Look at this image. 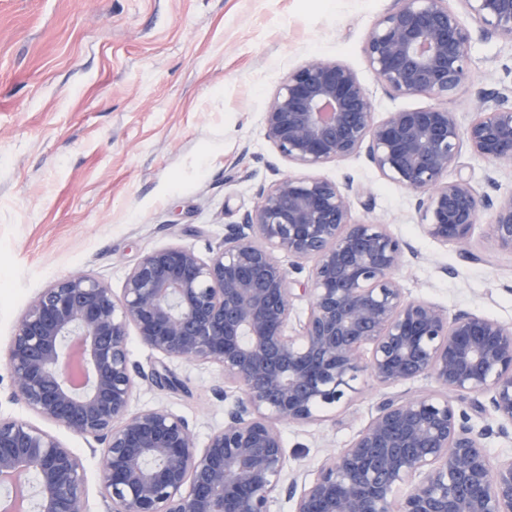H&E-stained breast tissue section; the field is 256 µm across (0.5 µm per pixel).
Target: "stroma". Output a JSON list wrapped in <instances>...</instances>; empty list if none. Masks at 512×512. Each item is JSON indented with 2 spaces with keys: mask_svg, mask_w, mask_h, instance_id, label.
Returning <instances> with one entry per match:
<instances>
[{
  "mask_svg": "<svg viewBox=\"0 0 512 512\" xmlns=\"http://www.w3.org/2000/svg\"><path fill=\"white\" fill-rule=\"evenodd\" d=\"M393 0H0V417L38 423L81 458L86 512H107L98 458L88 443L37 419L10 396L3 358L31 302L56 281L87 274L120 293L154 248L177 244L208 256L227 225L253 208L260 187L293 167L264 137L262 114L289 70L313 56L351 67L370 93L375 119L430 106L393 97L369 69L365 39ZM512 64V43L475 40L468 79L448 101L461 124L479 91ZM480 190L512 192V165L462 155ZM317 176L372 200L358 218L383 222L413 249L395 272L406 297L512 325V255L482 210L470 249L429 238L411 194L360 153ZM130 359L160 364L179 388L138 381L131 408L165 407L198 443L223 427L218 365L163 362L128 340ZM354 401L306 425H282L288 471L313 476L346 447L390 388L361 377Z\"/></svg>",
  "mask_w": 512,
  "mask_h": 512,
  "instance_id": "35a3bbf8",
  "label": "stroma"
}]
</instances>
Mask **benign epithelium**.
Listing matches in <instances>:
<instances>
[{
  "mask_svg": "<svg viewBox=\"0 0 512 512\" xmlns=\"http://www.w3.org/2000/svg\"><path fill=\"white\" fill-rule=\"evenodd\" d=\"M462 4L460 13L448 0H395L365 41L387 92L435 105L377 121L352 68L312 57L269 100L264 135L306 170L365 152L412 194L424 232L444 245L467 246L490 208L494 242L512 254V193L494 202L462 174L448 177L465 153L512 163V69L479 94L467 126L447 106L467 79L474 39L512 41V0ZM353 197L335 181L286 174L259 190L207 258L167 245L140 260L118 296L78 272L33 300L6 354L13 395L102 445L109 512H269L281 491L292 512H512V458L493 464L484 447L487 435L512 432V326L406 298L395 271L410 244L356 219ZM293 272L307 273V315L291 331ZM132 330L167 360L220 366L234 399L204 446L165 407L131 411L136 378L177 384L164 365L147 375L131 364ZM362 373L385 387L432 377L442 394L384 398L313 478L285 481L280 426L347 404ZM473 412L492 413L497 428L475 430ZM5 473L16 476L4 483L8 497L35 475L33 512H84L81 458L28 421L0 418Z\"/></svg>",
  "mask_w": 512,
  "mask_h": 512,
  "instance_id": "7a95c632",
  "label": "benign epithelium"
}]
</instances>
